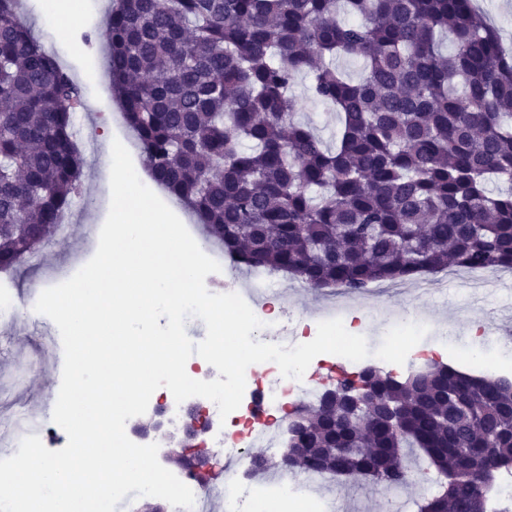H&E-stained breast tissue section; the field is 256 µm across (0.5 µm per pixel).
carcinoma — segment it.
<instances>
[{"label": "carcinoma", "mask_w": 512, "mask_h": 512, "mask_svg": "<svg viewBox=\"0 0 512 512\" xmlns=\"http://www.w3.org/2000/svg\"><path fill=\"white\" fill-rule=\"evenodd\" d=\"M0 0V270L43 246L78 193L77 85ZM112 90L151 176L224 254L312 288L361 291L452 267L512 270V61L473 0H118ZM362 61L353 79L342 59ZM340 116L335 144L295 120L294 86ZM503 188L492 191L491 185ZM447 365L399 409L340 427L308 412L310 451L364 466L385 448L383 488L408 482L407 450L446 479L417 512H471L478 448L512 471V391Z\"/></svg>", "instance_id": "cac0c4a2"}]
</instances>
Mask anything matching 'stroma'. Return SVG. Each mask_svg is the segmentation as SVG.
Instances as JSON below:
<instances>
[{"label":"stroma","mask_w":512,"mask_h":512,"mask_svg":"<svg viewBox=\"0 0 512 512\" xmlns=\"http://www.w3.org/2000/svg\"><path fill=\"white\" fill-rule=\"evenodd\" d=\"M109 7V0H84L80 23L63 38L55 22L47 18L44 0H23L20 6V14L33 35L56 54L64 71L81 89L80 116L75 120L74 133L85 159L82 188L68 213L74 229L64 236L49 231L39 255L28 257L9 279H0V290L10 289L20 304L34 289L68 280L94 256L93 234L101 230L111 202L109 171L100 162L104 136L123 140L135 169L145 167L139 142L122 119L106 74L105 15ZM294 93L297 119L324 138H331L338 128L335 112L310 97L305 80L297 81ZM491 277V284L476 296L460 282L436 275L424 282H406L400 292H369L351 331L364 336L368 346H379L394 318L405 317L412 304L428 328L421 341L422 359L470 374L512 379V344L481 332L482 326L512 319V272L499 270ZM274 280L275 293L287 315L311 321L322 317L325 290L306 287L281 273ZM61 344L57 326L46 316L36 322L19 318L0 326V435L15 411L38 410L45 393L59 391L61 380L46 359Z\"/></svg>","instance_id":"1"}]
</instances>
